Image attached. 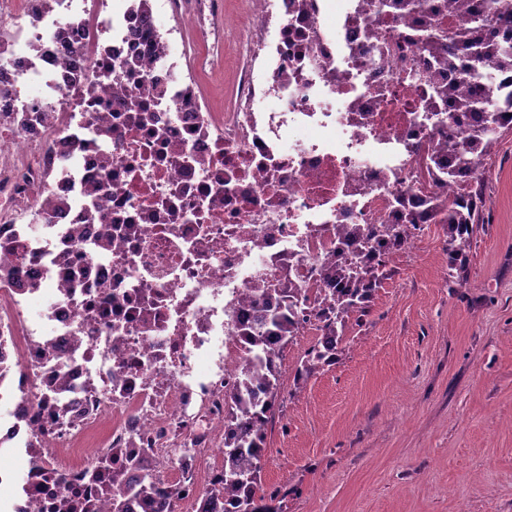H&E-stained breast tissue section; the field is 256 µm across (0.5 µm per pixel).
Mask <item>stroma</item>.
<instances>
[{"label":"stroma","mask_w":512,"mask_h":512,"mask_svg":"<svg viewBox=\"0 0 512 512\" xmlns=\"http://www.w3.org/2000/svg\"><path fill=\"white\" fill-rule=\"evenodd\" d=\"M481 188L462 277L427 225L301 390L307 337L284 351L260 485L279 512H512V131Z\"/></svg>","instance_id":"35a3bbf8"}]
</instances>
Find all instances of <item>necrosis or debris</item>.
I'll return each mask as SVG.
<instances>
[{
	"label": "necrosis or debris",
	"instance_id": "obj_1",
	"mask_svg": "<svg viewBox=\"0 0 512 512\" xmlns=\"http://www.w3.org/2000/svg\"><path fill=\"white\" fill-rule=\"evenodd\" d=\"M0 0V512H223L242 336L282 288L316 290L341 224H392L447 189L422 19L355 0H248L249 64L219 0ZM203 52L182 73L181 46ZM235 72L211 111L197 74ZM27 461L17 471L12 461Z\"/></svg>",
	"mask_w": 512,
	"mask_h": 512
}]
</instances>
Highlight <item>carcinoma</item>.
Returning <instances> with one entry per match:
<instances>
[{"label":"carcinoma","instance_id":"cac0c4a2","mask_svg":"<svg viewBox=\"0 0 512 512\" xmlns=\"http://www.w3.org/2000/svg\"><path fill=\"white\" fill-rule=\"evenodd\" d=\"M512 5L507 0H485L482 11L474 18L482 30L474 36L468 28L445 33L432 20L422 24L420 44L423 53L439 68L454 77L435 86L434 99L423 104L427 112L439 113L435 102L448 105V113H440V121L455 123L467 112L483 114V123L468 129L465 141L453 137L432 144L424 160L428 176L439 174L452 182L457 173L468 171L473 182L481 179L483 161L491 156L501 135L512 128V94L494 85L475 89L469 75L491 65L512 74V41L498 36L493 17ZM359 11L379 16L423 12L420 0H361ZM395 224H369L366 227L342 224L338 238L346 260L324 262L323 279L334 285L324 295L314 297L300 288L283 289L282 303L261 316L264 331L258 336L246 335L248 352L239 368V387L229 399V421L234 431L224 438V512H274L259 494L262 459L267 430L264 415L276 413L280 403L279 358L298 338L295 315L300 306L313 304L324 324L326 335L315 346L304 351L296 366L294 389L298 390L315 372L332 363L338 345L345 340L348 319L364 315L373 296L381 287L383 270L395 253L409 247L414 231L425 224L448 225V268L461 270L470 240L482 223L483 201L474 191L462 201L436 193L415 205L398 201Z\"/></svg>","mask_w":512,"mask_h":512}]
</instances>
